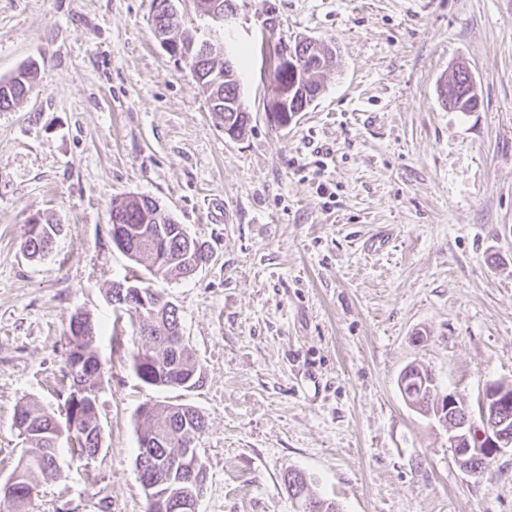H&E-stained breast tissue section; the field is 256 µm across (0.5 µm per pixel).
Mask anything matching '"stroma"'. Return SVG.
Segmentation results:
<instances>
[{
  "label": "stroma",
  "instance_id": "obj_1",
  "mask_svg": "<svg viewBox=\"0 0 512 512\" xmlns=\"http://www.w3.org/2000/svg\"><path fill=\"white\" fill-rule=\"evenodd\" d=\"M245 135L230 138L152 26L153 0H0V80L33 88L0 111V481L29 444L17 407L60 413L73 314L98 333L102 447L34 475L27 512H146L136 469L144 404L204 416L198 512H295L305 472L342 512H512V448L478 477L398 381L420 366L476 406L512 384V0H234ZM277 19L265 28L267 15ZM335 47L319 97L285 126L275 47ZM472 112L438 96L457 62ZM155 199L212 258L162 279L112 243L113 201ZM38 215L59 224L40 260ZM387 232L367 254L363 241ZM140 280L180 317L197 388L151 387L131 356L138 312L109 290ZM295 92V87H291L288 84H281L275 91V96L271 103L268 105L269 112L276 122H285L283 112H287L288 101L292 98ZM37 223V217H32L29 220L28 234H36L41 230L40 235L30 236L26 238L24 243L25 250L31 258L45 256L49 252L53 238L58 232V224H50L47 220L45 222L41 220V227Z\"/></svg>",
  "mask_w": 512,
  "mask_h": 512
}]
</instances>
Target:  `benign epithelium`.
Segmentation results:
<instances>
[{"mask_svg": "<svg viewBox=\"0 0 512 512\" xmlns=\"http://www.w3.org/2000/svg\"><path fill=\"white\" fill-rule=\"evenodd\" d=\"M231 13L214 14L208 12L205 17L209 18L214 26L210 27V32L204 35V38L194 41L198 46L197 55L201 60L211 58L217 51L223 48L222 41L214 38V33L221 31L226 27V21ZM314 59L317 64L311 66L308 74L312 75L326 69L330 65L329 57L319 52L318 43L308 40L298 41L297 49L289 50L278 55V66L284 70L295 71L298 69V63L303 60ZM295 88L281 84L275 91V96L268 105L269 112L275 121H285L284 112L288 109V101L294 95ZM114 287L119 289L118 296H123L128 292L139 297L141 306L148 310L151 316H156V309L159 304L155 303L151 296L133 282H117ZM512 402V392L506 388H499L495 385H487L482 391L479 400L481 428L479 432H474L471 419L468 413L458 414L460 406L457 398L451 394L438 398L437 417L440 422L448 427V448L451 449L456 462L459 466L468 471L470 470V458L483 456L493 458L504 448L512 447V426L508 421L500 420L497 415V408ZM478 434V441H473V434Z\"/></svg>", "mask_w": 512, "mask_h": 512, "instance_id": "obj_1", "label": "benign epithelium"}]
</instances>
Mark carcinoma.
Returning a JSON list of instances; mask_svg holds the SVG:
<instances>
[{
	"instance_id": "carcinoma-1",
	"label": "carcinoma",
	"mask_w": 512,
	"mask_h": 512,
	"mask_svg": "<svg viewBox=\"0 0 512 512\" xmlns=\"http://www.w3.org/2000/svg\"><path fill=\"white\" fill-rule=\"evenodd\" d=\"M178 42L185 49V61L190 67L197 69L196 82L207 95L211 110L224 121L226 134L234 139L242 137L247 129L249 113L243 108L239 95V79L235 69L224 68V57H215L209 61L199 62L195 53L190 51L194 39L180 35ZM33 72L25 69L6 81H0V111L15 107L27 96L31 88ZM447 85L454 91L455 111L472 112L479 105L478 92L472 91L471 74L456 68ZM112 224L118 226L127 241H138L140 237L151 232L158 237L164 249L172 254L180 252L183 244L182 237L186 228L165 210H157L153 204L137 202L133 199H123L112 203ZM58 232V225L48 221L42 223L38 236L26 238L24 247L32 258L45 256ZM129 259L140 263L149 261L148 270L159 277L183 276L186 269L178 263L165 266L158 258L150 253L129 255ZM161 316L151 330V354L136 352L132 355L133 368L138 378L145 384L156 387H171L177 382L185 383V388H194L200 383L201 369L195 362L188 344L180 335V320L176 308L159 309ZM86 363L89 369L82 371L83 382L89 387L97 388L98 381L88 382L87 375H101V366L95 351V336H90L83 344ZM405 393L411 400L412 407L420 412L429 414L435 411L437 400V385L431 374L417 370L415 380L405 385ZM81 413V428L77 434L80 441L78 454L92 457L101 447L102 431L97 418L96 399L81 403L75 407L71 398L65 400V416L71 412ZM14 418L26 419L28 443L33 445V451L22 459L12 473L14 476L13 489L8 494V500L13 502L16 512H25L29 500V490L32 487V476L39 472L47 477L57 475L54 467L55 433L60 430L61 422L56 416L43 411L38 405L26 402L20 405ZM143 434H155L157 443L145 452H140L136 458L139 478L152 475L157 469H167L170 483L160 493L165 495L164 508L147 507V512H187L185 505L195 492L193 483L189 482L191 465H196L197 472L206 473L202 460L192 462L190 459H176L181 448L191 439H199L205 429L204 416L196 408L185 404H170L165 406L152 405V414L144 416Z\"/></svg>"
}]
</instances>
